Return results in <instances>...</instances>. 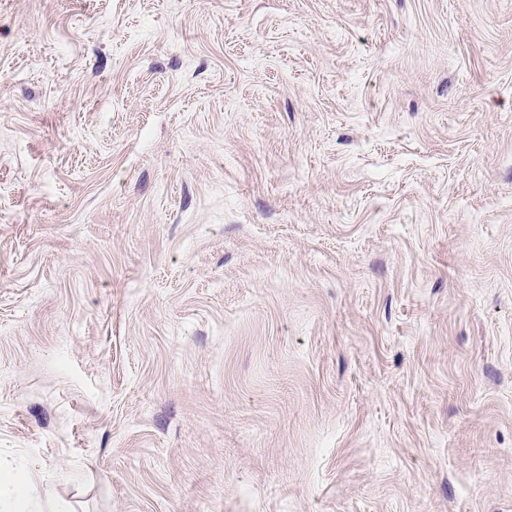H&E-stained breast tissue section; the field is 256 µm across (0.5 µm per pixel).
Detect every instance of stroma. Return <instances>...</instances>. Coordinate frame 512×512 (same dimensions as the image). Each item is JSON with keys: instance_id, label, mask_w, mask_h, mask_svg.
Masks as SVG:
<instances>
[{"instance_id": "obj_1", "label": "stroma", "mask_w": 512, "mask_h": 512, "mask_svg": "<svg viewBox=\"0 0 512 512\" xmlns=\"http://www.w3.org/2000/svg\"><path fill=\"white\" fill-rule=\"evenodd\" d=\"M1 466L512 512V0H0Z\"/></svg>"}]
</instances>
